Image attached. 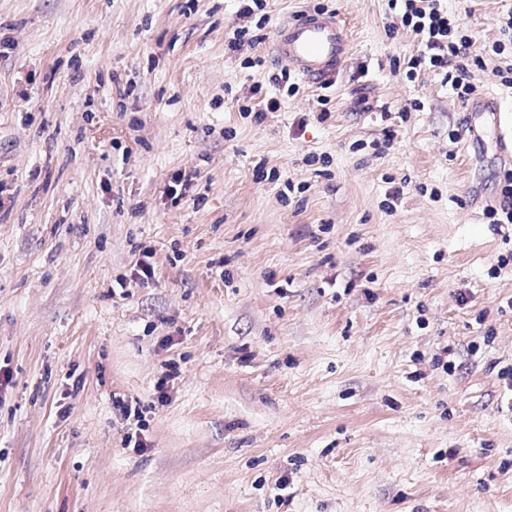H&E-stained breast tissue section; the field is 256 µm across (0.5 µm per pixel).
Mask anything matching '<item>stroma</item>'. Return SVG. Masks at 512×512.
<instances>
[{
    "instance_id": "stroma-1",
    "label": "stroma",
    "mask_w": 512,
    "mask_h": 512,
    "mask_svg": "<svg viewBox=\"0 0 512 512\" xmlns=\"http://www.w3.org/2000/svg\"><path fill=\"white\" fill-rule=\"evenodd\" d=\"M247 3L0 0V512H512V89L475 70L500 127L454 142L388 0H267L233 50ZM446 4L478 55L512 8ZM306 12L349 56L256 115ZM505 185L501 189L502 202L499 208L491 206L487 209L486 215L493 218V224L512 223V173L505 175ZM500 211V213H499Z\"/></svg>"
}]
</instances>
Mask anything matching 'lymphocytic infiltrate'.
<instances>
[{"label": "lymphocytic infiltrate", "instance_id": "obj_1", "mask_svg": "<svg viewBox=\"0 0 512 512\" xmlns=\"http://www.w3.org/2000/svg\"><path fill=\"white\" fill-rule=\"evenodd\" d=\"M392 28L411 30L419 39L414 55L407 62L409 72L426 70L440 76L456 96L469 100L476 92L472 70L484 67L486 57L498 58L496 71L502 86L512 88V58L505 45L512 43V10L499 15L501 41L492 44L485 55L472 54L469 38L458 16L449 14L444 0H389Z\"/></svg>", "mask_w": 512, "mask_h": 512}]
</instances>
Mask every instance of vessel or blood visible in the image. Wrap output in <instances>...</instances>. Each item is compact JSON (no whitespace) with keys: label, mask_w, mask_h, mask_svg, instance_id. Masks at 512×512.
Here are the masks:
<instances>
[{"label":"vessel or blood","mask_w":512,"mask_h":512,"mask_svg":"<svg viewBox=\"0 0 512 512\" xmlns=\"http://www.w3.org/2000/svg\"><path fill=\"white\" fill-rule=\"evenodd\" d=\"M349 46L347 31L337 15L305 14L276 29L272 52L305 80L324 83L345 61Z\"/></svg>","instance_id":"b4317fda"}]
</instances>
